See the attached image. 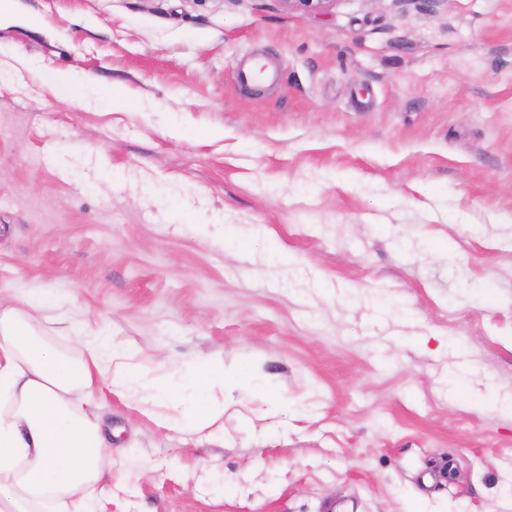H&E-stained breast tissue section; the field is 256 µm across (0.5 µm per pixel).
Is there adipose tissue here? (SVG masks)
Here are the masks:
<instances>
[{
  "label": "adipose tissue",
  "instance_id": "1",
  "mask_svg": "<svg viewBox=\"0 0 512 512\" xmlns=\"http://www.w3.org/2000/svg\"><path fill=\"white\" fill-rule=\"evenodd\" d=\"M50 300H0V512H97L100 462L112 449L99 420L105 393L145 408L161 429L223 436L224 405L211 396L223 369L195 354L145 369L88 309L70 323L81 349L69 357L40 333Z\"/></svg>",
  "mask_w": 512,
  "mask_h": 512
}]
</instances>
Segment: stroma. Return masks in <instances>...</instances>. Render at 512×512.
I'll return each instance as SVG.
<instances>
[{"label": "stroma", "mask_w": 512, "mask_h": 512, "mask_svg": "<svg viewBox=\"0 0 512 512\" xmlns=\"http://www.w3.org/2000/svg\"><path fill=\"white\" fill-rule=\"evenodd\" d=\"M45 290L61 351L87 306L258 381L211 443L107 397L99 512H512V0H6L0 296Z\"/></svg>", "instance_id": "stroma-1"}]
</instances>
